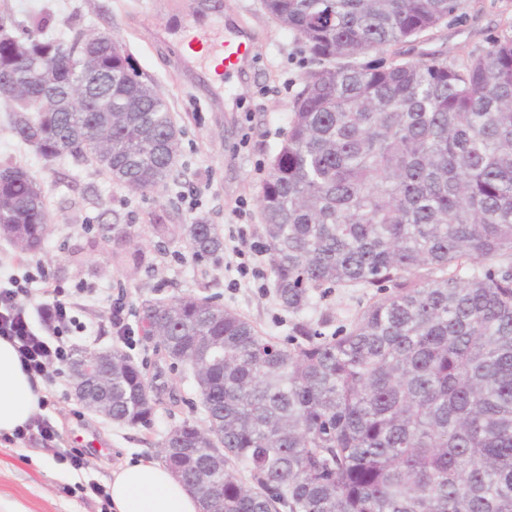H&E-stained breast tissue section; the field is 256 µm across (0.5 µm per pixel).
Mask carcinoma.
Returning a JSON list of instances; mask_svg holds the SVG:
<instances>
[{"mask_svg":"<svg viewBox=\"0 0 512 512\" xmlns=\"http://www.w3.org/2000/svg\"><path fill=\"white\" fill-rule=\"evenodd\" d=\"M312 60L260 208L280 304L372 291L350 325L293 324L284 344L210 299L145 300L142 335L193 375L204 425L162 439V463L223 512H512V25L462 58L413 44L468 0H265ZM55 60L52 76L40 61ZM0 104L46 158L91 157L128 189L172 175L167 101L108 33L71 43L0 22ZM43 190L0 167V236L42 248ZM192 255L218 228L183 225ZM112 350V421L161 404Z\"/></svg>","mask_w":512,"mask_h":512,"instance_id":"1","label":"carcinoma"}]
</instances>
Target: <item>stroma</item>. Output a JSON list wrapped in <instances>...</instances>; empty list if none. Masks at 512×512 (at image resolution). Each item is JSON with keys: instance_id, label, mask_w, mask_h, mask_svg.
Instances as JSON below:
<instances>
[{"instance_id": "1", "label": "stroma", "mask_w": 512, "mask_h": 512, "mask_svg": "<svg viewBox=\"0 0 512 512\" xmlns=\"http://www.w3.org/2000/svg\"><path fill=\"white\" fill-rule=\"evenodd\" d=\"M196 13L208 20L207 33L217 43L238 24L254 31L248 74L220 84L210 79L207 61L187 67L174 35L179 20ZM41 17L48 20L42 31L46 37L80 28L110 33L122 43L142 78L166 97L181 148L172 177L155 192L135 194L95 163L48 159L21 144L11 132L7 110L1 109L0 167H21L40 184L53 222L37 254L19 253L0 236V273L20 274L39 266L65 288L99 289V298L85 302L78 314L84 335L70 337V344L88 350L120 348L143 362L150 375L163 359L140 331L138 312L146 299L208 297L262 332L286 339L296 317L276 298L267 256L250 253L243 259L260 271V279L240 276L236 251L242 240L235 230L245 226L246 241L265 242L261 187L288 131L301 79L312 67L301 39L267 13L263 0H0V20L13 31L28 29ZM507 21H512V0H470L466 19L443 23L415 50L456 56L481 49ZM220 88L233 111L216 106ZM198 218L216 225L224 237L223 253L200 262L181 232L182 225ZM110 224L123 226L126 237H104ZM157 224L169 225L171 235L158 237L153 231ZM370 296L363 288H332L298 318L330 333L349 326ZM116 301L125 307V336L112 326ZM168 379L184 401L170 410L158 407L146 425L118 424L88 411L69 377L44 386L34 425L22 438H0V493L22 501L29 512H101L99 500L82 493L81 485L91 480L108 485L113 464L124 459L159 460L160 442L172 425L203 420L194 380L179 370ZM42 421L56 430L58 447L79 449L92 441L95 451L85 455L84 469L55 461L44 450Z\"/></svg>"}]
</instances>
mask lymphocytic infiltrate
I'll use <instances>...</instances> for the list:
<instances>
[{
    "label": "lymphocytic infiltrate",
    "mask_w": 512,
    "mask_h": 512,
    "mask_svg": "<svg viewBox=\"0 0 512 512\" xmlns=\"http://www.w3.org/2000/svg\"><path fill=\"white\" fill-rule=\"evenodd\" d=\"M44 270L9 276L0 283V338L12 342L30 375L50 383L71 357L69 336L85 332L77 301L61 285H46ZM44 283V297L36 305L26 299L31 284Z\"/></svg>",
    "instance_id": "f902f5d3"
}]
</instances>
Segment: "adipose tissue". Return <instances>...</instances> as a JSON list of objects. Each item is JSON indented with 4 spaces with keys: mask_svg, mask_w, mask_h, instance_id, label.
Returning <instances> with one entry per match:
<instances>
[{
    "mask_svg": "<svg viewBox=\"0 0 512 512\" xmlns=\"http://www.w3.org/2000/svg\"><path fill=\"white\" fill-rule=\"evenodd\" d=\"M42 385L23 369L14 345L0 338V437H11L37 413ZM110 512H199L190 489L153 462H124L112 471Z\"/></svg>",
    "mask_w": 512,
    "mask_h": 512,
    "instance_id": "1",
    "label": "adipose tissue"
}]
</instances>
